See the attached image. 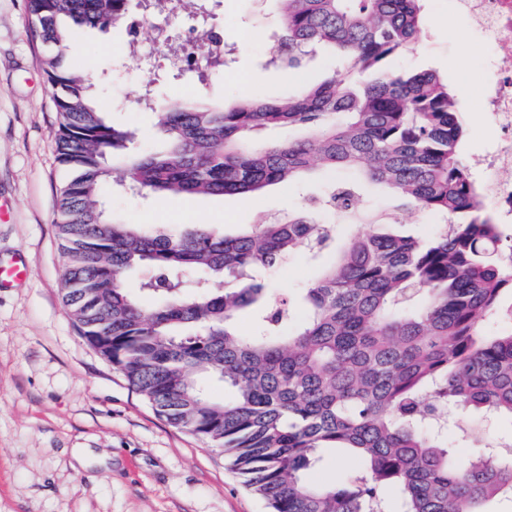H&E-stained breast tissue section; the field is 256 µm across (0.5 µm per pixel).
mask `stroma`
Returning a JSON list of instances; mask_svg holds the SVG:
<instances>
[{"label":"stroma","mask_w":512,"mask_h":512,"mask_svg":"<svg viewBox=\"0 0 512 512\" xmlns=\"http://www.w3.org/2000/svg\"><path fill=\"white\" fill-rule=\"evenodd\" d=\"M210 24L229 54L223 65L195 48L194 68L167 74L160 32L190 36L193 14L170 20L131 14L116 27L81 28L66 63L96 84L112 104L113 123L133 129L142 150L160 144L152 109L138 101L151 89L160 102L196 98L231 106L247 98L275 100L318 82L337 61L316 57L299 74L269 67L281 28L276 0H210ZM418 39L392 62L399 71L458 66L467 101L460 106L467 161L481 157L499 132L477 102L485 78L486 48L469 33L457 0H426ZM28 0H0V258L24 255V284L0 288V512H269L216 449L159 417L111 362L78 334L60 288L65 262L55 225L56 190L70 176L57 159L58 117L43 69L45 45L26 26ZM139 53L130 56L129 44ZM323 173L288 188L242 196L143 198L119 190L111 196L115 220L160 225L179 234L202 225L235 233L246 224L314 210L343 179ZM390 194L368 188L357 214L323 213L344 240L370 231V217L388 216ZM318 265L297 253L264 274L280 298L308 287ZM512 437V419L486 417L480 440L450 437L448 449L466 460ZM107 453L78 465L72 449Z\"/></svg>","instance_id":"stroma-1"}]
</instances>
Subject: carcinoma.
I'll use <instances>...</instances> for the list:
<instances>
[{
  "label": "carcinoma",
  "mask_w": 512,
  "mask_h": 512,
  "mask_svg": "<svg viewBox=\"0 0 512 512\" xmlns=\"http://www.w3.org/2000/svg\"><path fill=\"white\" fill-rule=\"evenodd\" d=\"M277 2L272 62L301 70L330 52L339 67L280 100L162 105L165 147L142 153L64 57L73 27H113L143 0H29L28 27L49 47L59 160L73 172L57 190L62 302L156 413L224 453L270 512H486L496 497L512 501V449L449 458L451 416L512 417V328L479 329L512 291V247L503 250L461 155L448 79L390 67L422 30L423 0ZM283 128L301 137L261 141ZM116 157L127 162L115 167ZM339 169L355 178L332 186L321 210L355 212L365 180L399 209L444 216L445 232L406 235L391 217L338 250L336 228L308 213L235 235H174L118 223L103 206L114 182L223 198ZM297 252L334 258L296 304L272 299L258 277ZM136 268L148 272L137 296L126 287ZM214 276L224 290L211 288ZM247 310L245 335L237 318ZM214 379L231 398L208 396ZM324 448L354 459L356 472L312 481Z\"/></svg>",
  "instance_id": "1"
}]
</instances>
